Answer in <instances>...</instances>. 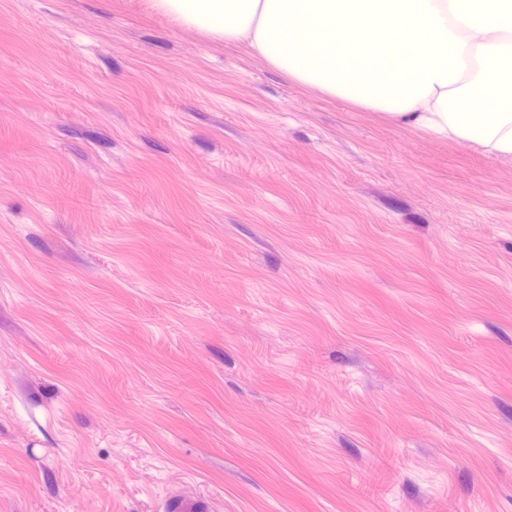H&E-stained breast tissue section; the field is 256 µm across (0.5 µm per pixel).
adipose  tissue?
<instances>
[{"mask_svg":"<svg viewBox=\"0 0 512 512\" xmlns=\"http://www.w3.org/2000/svg\"><path fill=\"white\" fill-rule=\"evenodd\" d=\"M155 2L329 95L512 156V0H223L218 21L211 0ZM344 18L385 29L370 58L337 44Z\"/></svg>","mask_w":512,"mask_h":512,"instance_id":"1","label":"adipose tissue"}]
</instances>
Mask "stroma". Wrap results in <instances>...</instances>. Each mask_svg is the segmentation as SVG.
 Masks as SVG:
<instances>
[{
  "label": "stroma",
  "instance_id": "stroma-1",
  "mask_svg": "<svg viewBox=\"0 0 512 512\" xmlns=\"http://www.w3.org/2000/svg\"><path fill=\"white\" fill-rule=\"evenodd\" d=\"M512 512V157L152 0H0V512ZM171 509L174 512H212L215 510L211 500L197 495L174 494L171 498Z\"/></svg>",
  "mask_w": 512,
  "mask_h": 512
}]
</instances>
